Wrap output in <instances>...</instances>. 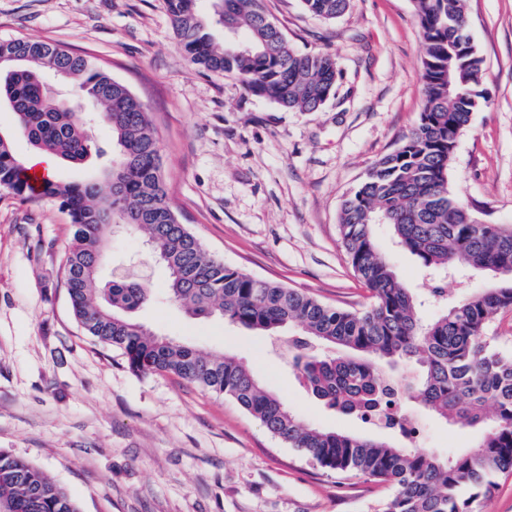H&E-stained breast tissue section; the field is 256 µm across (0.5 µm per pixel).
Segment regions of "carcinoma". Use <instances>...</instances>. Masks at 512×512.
<instances>
[{
    "instance_id": "carcinoma-1",
    "label": "carcinoma",
    "mask_w": 512,
    "mask_h": 512,
    "mask_svg": "<svg viewBox=\"0 0 512 512\" xmlns=\"http://www.w3.org/2000/svg\"><path fill=\"white\" fill-rule=\"evenodd\" d=\"M164 0L174 34L190 60L232 74L251 94L286 110L312 112L333 94L334 54L296 51L263 0ZM324 20L342 16L350 0H301ZM423 48V99L403 144L377 162L344 199L339 233L347 263L369 291L361 310L255 278L213 259L167 199L159 140L142 102L88 55L57 43L0 40V103L15 133L0 132V187L33 200L28 167L13 149L14 134L36 154L82 165L106 150L88 125L103 127L117 149L105 193L93 180L40 178V195L60 200L74 228L63 264L73 314L87 335L120 351L140 375L170 374L233 398L274 437L340 477L359 476L391 495L372 512H480L496 486L512 475V353L496 347L488 329L512 310V226L475 215L448 186L460 136L487 102L482 58L470 39L468 0H415ZM212 28L224 34L215 42ZM62 84L51 86L44 73ZM388 226L395 245L424 270L458 265L489 277L486 286L448 300L429 291L438 314L426 319L425 298L404 287L379 250L374 226ZM117 229L141 231L167 272L166 294L202 318H222L279 342L299 381L328 409L376 426L394 403L415 402L450 424L481 429L471 449L439 457L409 446L403 424L384 429L391 443L369 434L323 430L304 422L250 369L233 357L203 352L160 336L132 314L153 290L125 276L93 288ZM286 327L296 333L284 338ZM0 512H80L41 467L0 451Z\"/></svg>"
}]
</instances>
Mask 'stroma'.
Instances as JSON below:
<instances>
[{"mask_svg": "<svg viewBox=\"0 0 512 512\" xmlns=\"http://www.w3.org/2000/svg\"><path fill=\"white\" fill-rule=\"evenodd\" d=\"M291 45L331 52L336 90L313 112L253 96L231 75L194 65L163 0H0V39L59 43L108 66L157 132L172 208L207 253L256 278L333 306L364 303L338 221L344 198L396 150L421 110L423 52L414 0H350L333 20L300 0H264ZM488 104L458 140L448 181L485 221L512 225V0H468ZM406 287L433 288L410 254L375 228ZM70 218L49 196L0 187V449L24 457L80 512H371L387 494L340 481L268 433L234 400L165 375H138L73 318L62 261ZM135 271L154 290L137 313L158 334L235 358L306 423L345 433L359 421L327 409L268 337L171 303L167 272L142 233L109 243L98 281ZM424 449L477 445L476 428L414 409Z\"/></svg>", "mask_w": 512, "mask_h": 512, "instance_id": "1", "label": "stroma"}]
</instances>
